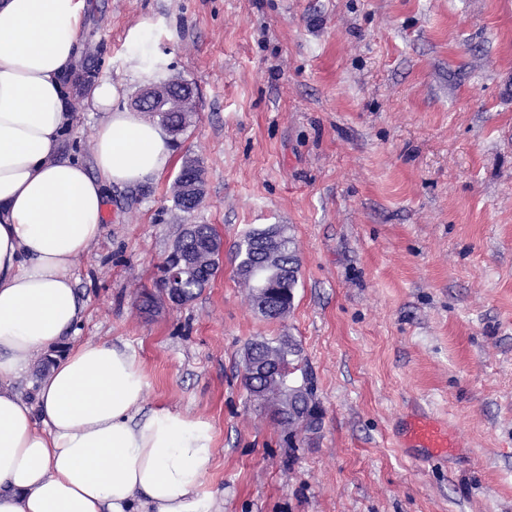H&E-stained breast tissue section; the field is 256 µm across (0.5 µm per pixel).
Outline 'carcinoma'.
<instances>
[{
	"mask_svg": "<svg viewBox=\"0 0 512 512\" xmlns=\"http://www.w3.org/2000/svg\"><path fill=\"white\" fill-rule=\"evenodd\" d=\"M170 98L150 105L146 112L172 136L180 134L195 116L196 95L189 91V83L179 79L164 82ZM221 239L207 224L198 225L197 233L189 240L178 237L173 250L186 257L187 271L181 288L184 302L201 294V283L216 276L219 269ZM237 273L249 289L253 309L265 315L257 298V284L251 277L252 266L259 262L289 261L298 266L293 237L283 225H271L248 231L238 244ZM278 292L269 296L276 306L290 311L288 292L297 284V274L280 280L272 278ZM300 355L298 343L290 336L255 339L249 342L243 355L244 386L253 400L266 409L274 421L289 432L316 434L322 426V417L313 416L317 409L314 391L304 392L293 378Z\"/></svg>",
	"mask_w": 512,
	"mask_h": 512,
	"instance_id": "1",
	"label": "carcinoma"
}]
</instances>
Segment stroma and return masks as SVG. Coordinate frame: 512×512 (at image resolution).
Listing matches in <instances>:
<instances>
[{
  "mask_svg": "<svg viewBox=\"0 0 512 512\" xmlns=\"http://www.w3.org/2000/svg\"><path fill=\"white\" fill-rule=\"evenodd\" d=\"M87 4L80 43L128 97L146 20L194 86L176 154L201 159L205 199L175 208V165L108 189L75 269L76 341L129 348L146 409L211 424L205 488L223 512H512V0ZM184 224L213 225L224 252L176 307L157 267ZM270 224L299 263L277 321L236 275V244ZM285 335L323 412L297 448L243 383L247 343ZM417 411L447 422L452 461L400 448Z\"/></svg>",
  "mask_w": 512,
  "mask_h": 512,
  "instance_id": "obj_1",
  "label": "stroma"
}]
</instances>
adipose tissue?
I'll use <instances>...</instances> for the list:
<instances>
[{
    "label": "adipose tissue",
    "mask_w": 512,
    "mask_h": 512,
    "mask_svg": "<svg viewBox=\"0 0 512 512\" xmlns=\"http://www.w3.org/2000/svg\"><path fill=\"white\" fill-rule=\"evenodd\" d=\"M85 11L86 0H0V512H221L204 488L211 425L145 411L129 349L81 343L33 402L14 389L81 319L74 268L102 234L108 188L144 184L176 155L158 119L123 106L126 83L106 76L86 96L103 115L94 172L63 150ZM143 33L128 38L133 77L161 79L169 59Z\"/></svg>",
    "instance_id": "ef3b65f1"
}]
</instances>
